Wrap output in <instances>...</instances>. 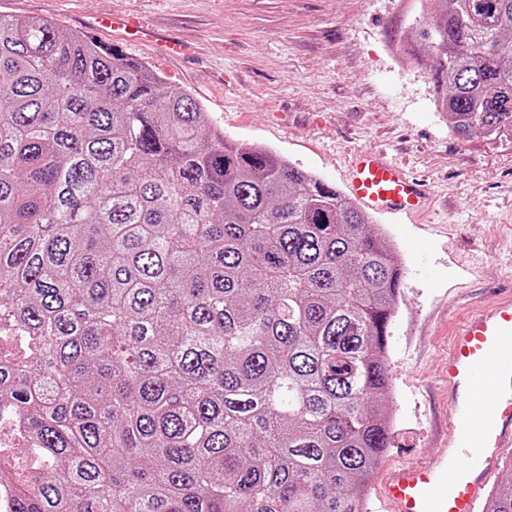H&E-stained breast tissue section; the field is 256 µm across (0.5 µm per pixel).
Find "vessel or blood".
<instances>
[{
  "mask_svg": "<svg viewBox=\"0 0 512 512\" xmlns=\"http://www.w3.org/2000/svg\"><path fill=\"white\" fill-rule=\"evenodd\" d=\"M115 43L151 42L168 55L185 45L162 38L134 16L97 18ZM349 189L374 213L408 214L429 203V192L402 167L370 150L356 151ZM451 436L425 462L388 470L379 498L383 512H486L484 491L502 459L512 454V298L461 321L452 333L447 365Z\"/></svg>",
  "mask_w": 512,
  "mask_h": 512,
  "instance_id": "b4317fda",
  "label": "vessel or blood"
}]
</instances>
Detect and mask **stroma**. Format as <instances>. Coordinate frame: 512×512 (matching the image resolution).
<instances>
[{"label": "stroma", "instance_id": "obj_1", "mask_svg": "<svg viewBox=\"0 0 512 512\" xmlns=\"http://www.w3.org/2000/svg\"><path fill=\"white\" fill-rule=\"evenodd\" d=\"M0 12L77 30L91 15L142 17L194 52L127 53L193 93L227 141L270 147L340 188L363 147L425 180L429 211L375 218L405 267L387 360L395 420L378 468L435 457L450 436L452 329L512 291V142L449 135L425 65L388 54L410 22L399 0H0Z\"/></svg>", "mask_w": 512, "mask_h": 512}]
</instances>
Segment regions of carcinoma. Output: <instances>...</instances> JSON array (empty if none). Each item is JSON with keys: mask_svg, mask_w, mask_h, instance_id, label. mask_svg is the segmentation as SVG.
<instances>
[{"mask_svg": "<svg viewBox=\"0 0 512 512\" xmlns=\"http://www.w3.org/2000/svg\"><path fill=\"white\" fill-rule=\"evenodd\" d=\"M448 133L512 137V0H418ZM403 269L373 217L142 61L0 13L13 512H364ZM488 512H512V481Z\"/></svg>", "mask_w": 512, "mask_h": 512, "instance_id": "carcinoma-1", "label": "carcinoma"}]
</instances>
